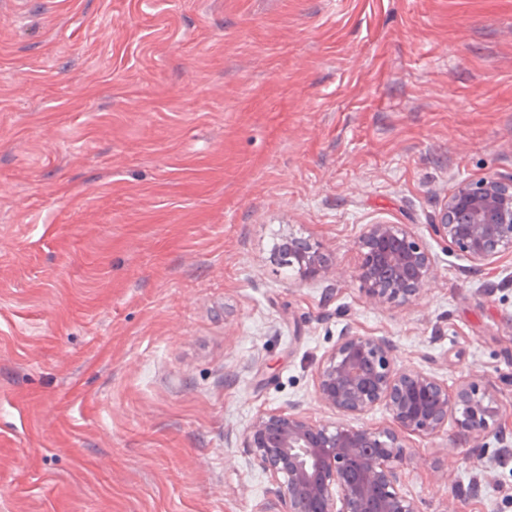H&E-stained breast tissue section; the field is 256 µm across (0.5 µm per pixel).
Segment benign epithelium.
Returning a JSON list of instances; mask_svg holds the SVG:
<instances>
[{"label": "benign epithelium", "instance_id": "7a95c632", "mask_svg": "<svg viewBox=\"0 0 512 512\" xmlns=\"http://www.w3.org/2000/svg\"><path fill=\"white\" fill-rule=\"evenodd\" d=\"M429 228L478 267L512 253V178L458 183ZM360 248L357 277L369 304L411 305L427 290L434 259L408 225L371 224ZM279 251L304 280L337 275L317 243L285 237ZM395 352L383 336L345 329L315 376L322 406L350 417L382 404L389 427L322 423L295 408L261 413L246 426L243 447L269 483L259 512H420L400 489L406 439L436 436L450 418L459 441L483 464L469 491L477 494L496 481V457L485 448L489 438L503 444L506 436L491 430L499 416L494 386L473 373L451 389L430 371L396 366Z\"/></svg>", "mask_w": 512, "mask_h": 512}]
</instances>
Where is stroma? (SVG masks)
I'll return each mask as SVG.
<instances>
[{
	"instance_id": "obj_1",
	"label": "stroma",
	"mask_w": 512,
	"mask_h": 512,
	"mask_svg": "<svg viewBox=\"0 0 512 512\" xmlns=\"http://www.w3.org/2000/svg\"><path fill=\"white\" fill-rule=\"evenodd\" d=\"M512 176V0H9L0 7V512H257L242 432L316 399L342 329L512 435V254L476 271L429 226ZM434 255L418 306L370 305L369 224ZM339 274L305 281L283 237ZM453 430L407 439L420 512L477 497Z\"/></svg>"
}]
</instances>
